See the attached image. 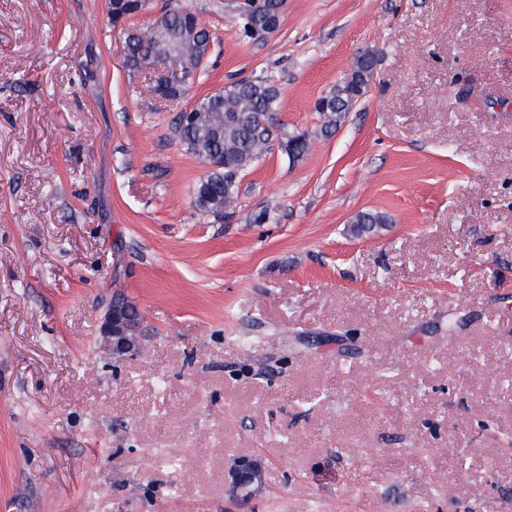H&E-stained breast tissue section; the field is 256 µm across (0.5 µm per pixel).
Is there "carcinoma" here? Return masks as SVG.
Masks as SVG:
<instances>
[{
    "label": "carcinoma",
    "mask_w": 512,
    "mask_h": 512,
    "mask_svg": "<svg viewBox=\"0 0 512 512\" xmlns=\"http://www.w3.org/2000/svg\"><path fill=\"white\" fill-rule=\"evenodd\" d=\"M110 14L130 19L139 13L137 0H109ZM124 62L137 65L140 50L145 45L176 41L185 37L180 55L178 74L164 85L151 83L148 91L161 99L176 101L187 92L188 84L209 55L214 41L212 33L199 26L196 15L184 9H170L160 15V23H148L123 31ZM358 90L343 96L339 107L321 110L325 118L324 131L336 127L343 114L357 103ZM280 104V89L268 80L241 79L224 89L199 99L189 108L191 118L174 126V133L183 149L202 161L219 158L224 167L208 173L193 189L196 210L219 215L231 207L239 194L242 162L257 160L269 150L275 135L276 112ZM387 222V216L377 211H365L353 219L352 231L370 234Z\"/></svg>",
    "instance_id": "cac0c4a2"
}]
</instances>
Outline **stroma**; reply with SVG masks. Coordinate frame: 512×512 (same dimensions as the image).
<instances>
[{"label": "stroma", "mask_w": 512, "mask_h": 512, "mask_svg": "<svg viewBox=\"0 0 512 512\" xmlns=\"http://www.w3.org/2000/svg\"><path fill=\"white\" fill-rule=\"evenodd\" d=\"M171 1L216 44L161 102L108 0H0V512H512V0H286L261 42L231 0L136 24ZM240 78L312 147L204 216L173 118ZM363 210L387 224L352 234ZM351 83V77L349 74L345 75L341 80H339L336 83V87L342 89L347 87ZM336 87L332 88L330 91H328L326 94H324L321 98L318 99L316 103V111L321 112L325 118L324 122V131L329 132L333 128L337 127V122L341 120L343 115L346 112H350L353 108V106L357 103V93L359 92L358 89H354L352 87L351 94L344 95L345 92H341L340 95H344L343 99L339 101V108L342 109V112H337L336 107H333L332 105H328L326 107V110L319 108V103H323L325 100H329L330 102L333 99H336ZM137 321L138 318L130 313L125 302L114 300L105 315L102 335L112 341L113 350L127 351L131 347L128 335L135 330ZM229 475L231 477L232 486L239 489L248 481L254 483L256 478H260V469L258 465L247 458L238 460L230 469Z\"/></svg>", "instance_id": "35a3bbf8"}]
</instances>
